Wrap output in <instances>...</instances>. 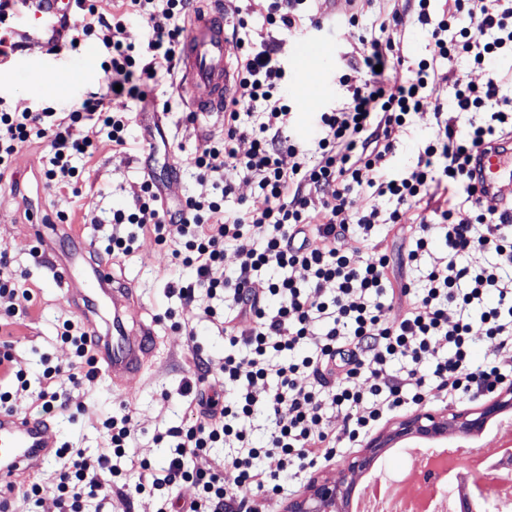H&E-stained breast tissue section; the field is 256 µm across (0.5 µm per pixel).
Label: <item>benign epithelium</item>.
Instances as JSON below:
<instances>
[{"instance_id": "7a95c632", "label": "benign epithelium", "mask_w": 512, "mask_h": 512, "mask_svg": "<svg viewBox=\"0 0 512 512\" xmlns=\"http://www.w3.org/2000/svg\"><path fill=\"white\" fill-rule=\"evenodd\" d=\"M505 412L512 413V389L497 394L473 411L444 415L416 411L375 436L337 475H320L310 480L305 491L288 502V512H345L357 479L395 443L418 448L440 438L451 440L458 448H470L472 436Z\"/></svg>"}]
</instances>
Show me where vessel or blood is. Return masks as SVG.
<instances>
[{
    "mask_svg": "<svg viewBox=\"0 0 512 512\" xmlns=\"http://www.w3.org/2000/svg\"><path fill=\"white\" fill-rule=\"evenodd\" d=\"M194 14L188 25L189 35L181 43L176 90L189 111L212 113L223 111L234 95L238 78L233 60L237 47L225 31L224 13L219 0ZM75 0H26L38 29H21L23 42L63 44L67 26L73 18ZM329 47L316 40L301 39L295 44V63L303 75L298 87L304 111H319L327 93L325 84L314 78V71L326 60ZM473 172L477 194L489 203L512 196V133L477 149L473 156ZM73 241L71 250L57 254L42 230H35L36 243L43 245V258L54 268L56 283L66 295L81 300L89 315L85 323L96 328L95 312L100 299L112 304V327L100 337L95 358L107 375L118 385L138 374L150 353L153 331L148 326L128 330L122 310L130 303L128 288L115 284L110 267L104 259L95 258L94 250L77 228L68 231ZM51 423L31 416H8L0 413V498L8 499L17 488L16 477L22 472L41 468L53 458L49 444Z\"/></svg>",
    "mask_w": 512,
    "mask_h": 512,
    "instance_id": "obj_1",
    "label": "vessel or blood"
}]
</instances>
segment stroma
<instances>
[{"instance_id":"35a3bbf8","label":"stroma","mask_w":512,"mask_h":512,"mask_svg":"<svg viewBox=\"0 0 512 512\" xmlns=\"http://www.w3.org/2000/svg\"><path fill=\"white\" fill-rule=\"evenodd\" d=\"M225 10H240L248 22L239 35L246 42L274 43L277 57L286 75L283 89L292 109L287 133L306 154L307 161L317 158L315 119L306 117L295 96V87L301 75L293 61V44L299 39H317L332 49L331 60L325 72L328 95L325 106H340L347 102L348 93L339 82L348 54L359 47L361 38H379L389 35L398 39L406 64H417L428 57L432 41L431 26L422 23L416 11L405 8L402 0H359L349 7L341 0L335 19L324 18L323 0H306L300 8L301 20L296 28L281 30L265 21L264 0H226ZM81 49L64 48L52 54L46 45L34 44L26 51L16 53L5 76L0 77V101L20 111H35L46 104L59 111H69L91 93L100 83L99 72H88L79 65ZM55 67L63 71L59 83L47 84L37 80L42 68ZM130 144L120 150L113 147L106 136H99L92 157L75 158L76 167L83 169L84 180L77 187L58 189L47 186L42 168L50 157L47 143L23 146L15 154L11 170L0 178V253H5L10 269L18 280L32 290L30 302L18 298L0 297V314L23 307V322L11 326L12 352L26 369L30 389L17 399L19 415L41 416L42 409L36 396L40 390L39 378L46 365L68 366L73 359L69 345L57 337V329L64 320L79 319L77 304L64 295L54 281V273L47 263H37L31 257L34 241L31 234L33 214L56 224L59 216H67L69 223L80 225L86 240L95 252H102L112 233V212L131 206L139 194L146 174V155H153V172L159 186L167 190L169 204L184 201L185 197L211 198L221 194V183L198 177L193 157L207 137L224 134V115L217 112L198 116L188 121L187 110L173 89V78L159 74L147 88L146 102H129ZM437 130L433 112L427 111L413 118L408 134L397 145L390 162V175L404 174L413 167L426 141ZM410 231H398L389 225L380 226L377 237L390 255L392 262L388 277L397 295L393 316H402L413 304V295L399 294L402 282H421L428 268L446 260L448 248L442 230H435L433 244L417 266L398 263V257L410 245ZM170 246L159 244L154 236L138 238L135 250L129 256L112 262L117 282L131 287L133 299L127 316L128 326L144 323L154 333L152 353L143 366L141 375L133 377L132 394H124L112 385L107 374L86 387L73 390L74 401L81 408L74 414H50L49 431L52 447L69 446L84 455L102 452L105 439L100 423L107 413L127 406L135 431L126 458L120 462V483L138 482L141 460H148L155 473H162L167 461L165 445L155 443L156 434L169 427L191 423L192 399L181 392L194 368L190 363L193 348H201L212 365L208 382L220 397H232L226 388L219 365L230 347L222 334L203 315L205 306L224 310L222 298L200 296L194 309L182 308L168 285L177 278L191 279L190 270L171 265ZM352 448L337 452L326 464L313 471L295 469L281 473L280 482L287 493L265 499V512H285L290 497L300 494L312 474H334L343 469L355 456ZM61 459L53 458L39 470L22 475V483L42 485L40 502L27 500L22 491H15L9 499L10 512H58L55 503L56 476L62 468ZM193 484L181 483L163 487L154 494H142L126 499L120 492H112L105 502L89 500L84 512H158L163 499L187 501L194 498Z\"/></svg>"}]
</instances>
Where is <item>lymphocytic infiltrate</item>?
I'll return each instance as SVG.
<instances>
[{
	"label": "lymphocytic infiltrate",
	"instance_id": "1",
	"mask_svg": "<svg viewBox=\"0 0 512 512\" xmlns=\"http://www.w3.org/2000/svg\"><path fill=\"white\" fill-rule=\"evenodd\" d=\"M418 16L431 25L430 58L396 79L385 69L401 63L394 38L363 41L356 58L346 63L340 77L350 93L345 106L319 112L317 128L320 157L307 163L298 145L284 134L291 107L281 91L285 70L272 44L251 47L238 41L240 71L236 96L224 107V136L207 139L194 157L199 177L223 175L233 170L254 179L266 200L259 211L228 214L222 194L213 198L189 197L179 206L165 204L154 179H146L134 204L112 212L116 226L106 255L125 256L134 249V235L119 228L131 224L153 235L160 243L175 242L171 264L191 269L192 281L170 283L171 293L185 305L197 303L199 291L227 298L241 316L254 317L256 326L241 339L229 318L219 326L230 346H242L243 354H227L220 366L225 384L234 386L233 399L221 402L200 388L197 379L186 380L184 393L194 395L197 418L189 425L173 426L157 435V442L175 439L164 477H156L150 464H142L143 481L127 488V495L143 494L147 487L193 483L198 496L183 512H258L249 490L265 496L279 495L282 484L275 475L259 470L260 458L276 455L282 468L316 466L335 457L342 442H356L384 415L420 405L437 397L455 399L476 392H493L512 386V367L488 360L472 362L475 341L497 340L512 349V222L503 212L477 201L471 168L475 148L497 139L512 126V113L499 110L497 76L475 85L454 77L448 81L451 116L439 125L433 140L420 152L416 166L404 177L388 174L397 143L407 133L412 114L428 106L427 89L437 76L436 64L453 63L461 56L481 66L505 48L512 49V0H453L454 7L431 15L430 0H413ZM80 14L71 42L88 39L101 44L106 58L101 64L102 86L67 112L46 105L37 111L16 112L0 104V175L11 167L14 155L37 140L48 142L51 156L43 169L48 185L68 187L80 178L72 160L91 155L94 139L106 135L113 147L129 143L126 100L144 101V87L158 69H173L184 22L198 13L197 0H76ZM480 17L479 30L470 21ZM139 24L151 37L146 46L130 42L127 28ZM264 103V120L251 134V149L239 154L236 143L242 111ZM85 128L75 139L71 130ZM445 184L461 189L471 207L461 212L454 206H434L432 217H419L413 248L402 265L416 263L431 247L432 224L446 231L453 257L468 255L465 265L452 260L435 264L420 287L402 283L399 292L415 294L413 307L402 319H394L391 301L384 293L389 255L374 241L377 226L403 224L409 211L431 204V186ZM395 199L389 214L377 209L351 211L348 198L364 188ZM359 233L362 246L343 252L338 243ZM234 249L239 263L233 275L224 271V252ZM269 266L284 269L283 277L254 286L258 273ZM334 283L332 296H324L325 283ZM276 309H268L269 298ZM459 317L449 321V308ZM62 343L74 354L67 368L46 367L37 395L45 412L66 411L70 394L59 391V378L79 388L97 376L93 356L94 336L78 321H64L58 331ZM313 354H305L307 346ZM447 347L440 356L439 347ZM282 356L271 366V356ZM408 358L403 374L392 373V363ZM275 374L277 384L265 398L252 392L255 381ZM0 377L9 384L0 390V412L16 411L17 393L27 391V372L0 341ZM330 397L343 410L339 432L323 423L322 399ZM265 409L273 429L267 446H252L238 420ZM105 446L96 459H71L70 448L57 451L64 459L56 485L58 512H84V495L112 491L119 470L114 459L124 457L134 434L130 412L107 415L101 422ZM241 452L223 463L210 451L228 441ZM236 472L234 487L224 484V469Z\"/></svg>",
	"mask_w": 512,
	"mask_h": 512
}]
</instances>
